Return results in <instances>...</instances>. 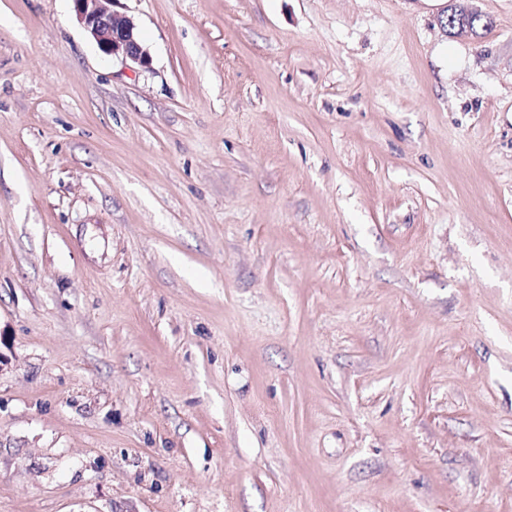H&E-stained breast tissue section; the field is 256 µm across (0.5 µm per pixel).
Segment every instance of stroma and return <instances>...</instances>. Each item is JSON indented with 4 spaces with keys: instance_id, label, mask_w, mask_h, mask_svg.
<instances>
[{
    "instance_id": "obj_1",
    "label": "stroma",
    "mask_w": 512,
    "mask_h": 512,
    "mask_svg": "<svg viewBox=\"0 0 512 512\" xmlns=\"http://www.w3.org/2000/svg\"><path fill=\"white\" fill-rule=\"evenodd\" d=\"M0 0V512H512V0ZM73 11L106 56L121 58L141 71L152 69L149 48L138 38L134 18L115 9L120 0H71ZM480 0H453L449 1L453 5L450 6L451 14H457L458 18H460V22L457 24V20L455 17L449 18L448 13V28L452 27L456 28L453 30L452 35L457 38H470L476 37V31L474 28H471L469 25L464 23L462 17L466 19H476L478 21L481 20V17L485 19L486 25H489V21L487 18L481 14L476 2Z\"/></svg>"
}]
</instances>
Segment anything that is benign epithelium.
<instances>
[{
	"label": "benign epithelium",
	"mask_w": 512,
	"mask_h": 512,
	"mask_svg": "<svg viewBox=\"0 0 512 512\" xmlns=\"http://www.w3.org/2000/svg\"><path fill=\"white\" fill-rule=\"evenodd\" d=\"M73 11L106 56L118 57L141 71L152 69L149 48L138 38L134 18L116 9L120 0H71ZM478 0H452L451 13L466 19L481 20Z\"/></svg>",
	"instance_id": "benign-epithelium-1"
}]
</instances>
